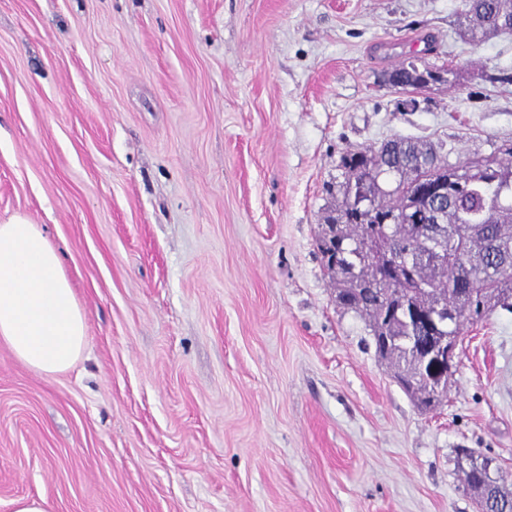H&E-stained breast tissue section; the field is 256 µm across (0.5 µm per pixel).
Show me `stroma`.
I'll return each instance as SVG.
<instances>
[{"label": "stroma", "instance_id": "1", "mask_svg": "<svg viewBox=\"0 0 512 512\" xmlns=\"http://www.w3.org/2000/svg\"><path fill=\"white\" fill-rule=\"evenodd\" d=\"M462 0H0V224L40 225L87 345L0 344V512H477L456 451L512 487V311L466 327L419 410L317 249L341 154L512 145V36ZM455 82L409 93L419 52ZM459 13L464 34L472 42L512 35V0H463ZM441 73L454 75L455 72L452 68L441 70L425 67L420 70L416 63L408 61L392 71L390 80L395 86L416 90L425 88L431 82L440 81L442 79ZM469 452L467 450H460V458L461 462L466 461L470 469H474L475 472L482 476L483 479L487 480L489 478H494V475L497 473L501 474L502 469L499 465H497V460L491 457H479L476 455L473 457L468 455Z\"/></svg>", "mask_w": 512, "mask_h": 512}]
</instances>
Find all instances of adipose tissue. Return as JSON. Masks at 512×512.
Wrapping results in <instances>:
<instances>
[{
    "label": "adipose tissue",
    "instance_id": "ef3b65f1",
    "mask_svg": "<svg viewBox=\"0 0 512 512\" xmlns=\"http://www.w3.org/2000/svg\"><path fill=\"white\" fill-rule=\"evenodd\" d=\"M86 342L83 311L43 229L21 217L0 224V343L53 376L71 367Z\"/></svg>",
    "mask_w": 512,
    "mask_h": 512
}]
</instances>
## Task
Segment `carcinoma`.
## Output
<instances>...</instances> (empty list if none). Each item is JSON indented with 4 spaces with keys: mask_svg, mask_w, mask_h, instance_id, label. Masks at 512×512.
<instances>
[{
    "mask_svg": "<svg viewBox=\"0 0 512 512\" xmlns=\"http://www.w3.org/2000/svg\"><path fill=\"white\" fill-rule=\"evenodd\" d=\"M459 13L473 42L512 35V0H463ZM454 69L395 68L390 80L416 90ZM457 175L436 150L396 137L378 147L347 151L343 180L328 187L317 239L324 267L336 281V302L368 320L376 354L395 368L400 387L425 404L416 349L425 337L461 331L497 307L512 309V147L487 165L467 162ZM446 312L437 326L417 324L410 307ZM484 488L486 512H512L505 482L482 486L465 476V491Z\"/></svg>",
    "mask_w": 512,
    "mask_h": 512,
    "instance_id": "obj_1",
    "label": "carcinoma"
}]
</instances>
